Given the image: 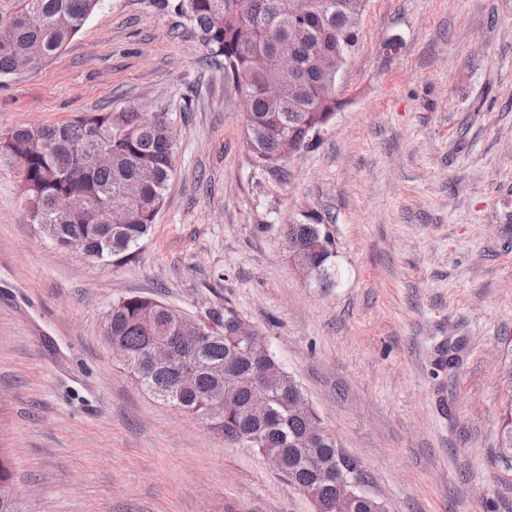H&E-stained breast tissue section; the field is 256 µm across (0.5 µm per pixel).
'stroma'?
<instances>
[{
    "instance_id": "1",
    "label": "stroma",
    "mask_w": 512,
    "mask_h": 512,
    "mask_svg": "<svg viewBox=\"0 0 512 512\" xmlns=\"http://www.w3.org/2000/svg\"><path fill=\"white\" fill-rule=\"evenodd\" d=\"M337 91L283 179L168 0H101L59 56L0 78V137L129 108L177 129L152 232L117 265L56 249L0 166V445L23 512H313L113 357L103 321L131 294L254 326L387 512H512V0H369ZM288 224L327 225L333 285L295 268ZM499 381L505 388L504 400L500 407L499 460L508 468L512 467V354L507 355L498 367Z\"/></svg>"
}]
</instances>
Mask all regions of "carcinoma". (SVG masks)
Instances as JSON below:
<instances>
[{
	"mask_svg": "<svg viewBox=\"0 0 512 512\" xmlns=\"http://www.w3.org/2000/svg\"><path fill=\"white\" fill-rule=\"evenodd\" d=\"M22 8L0 26L10 27L0 42V78L13 73L20 59L60 53L97 10L100 0H21ZM368 0H251L250 14L241 18L230 0H174L173 10L193 26L200 45L213 60L224 61L226 75L239 94L250 99L243 117L246 146L255 163L285 172L288 150L311 144L310 135L335 115L341 102L330 90V74L313 61L319 50L336 51L345 41L356 46ZM274 59L294 55L297 68L283 76L275 92L264 90V75L252 53ZM175 122L170 112H88L54 125L19 126L0 138V163L24 170L21 187L31 221L56 247L78 244L90 260L121 263L131 256L154 224L164 191L176 164ZM95 151L112 155L108 167L96 165ZM322 224H288L284 237L297 265H313L310 273L322 285L334 283ZM206 339L191 351L177 350L178 363L197 367V384L177 389L175 367L146 362L149 349L166 336H197L195 325L178 326L167 305L139 295L119 298L105 317V341L119 342L129 352L127 369L138 384L181 412L200 420L228 443L247 436L258 453H282L288 463L283 474L289 484L311 493L320 512H380L359 500L339 496L336 481L319 477V463L336 457V438L326 432L309 402L283 404L272 398L268 415L247 414L254 387V363L247 342L238 335L239 316L230 309L209 315ZM457 342L439 350V370L460 361ZM505 388L500 407L499 460L512 467V354L498 367ZM231 394L224 412L214 415L211 402ZM320 432L316 462L303 457L298 440ZM0 512H21L7 450L0 447Z\"/></svg>",
	"mask_w": 512,
	"mask_h": 512,
	"instance_id": "obj_1",
	"label": "carcinoma"
}]
</instances>
